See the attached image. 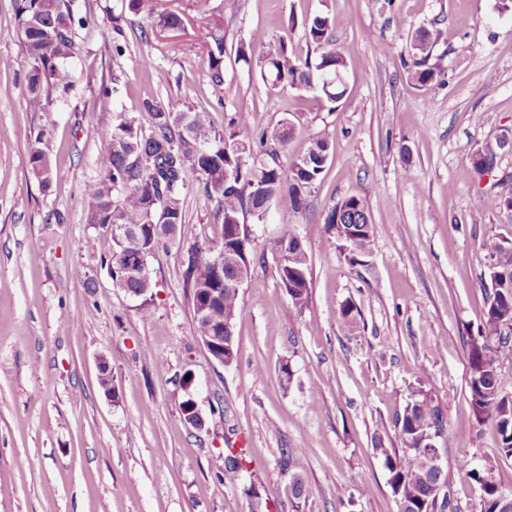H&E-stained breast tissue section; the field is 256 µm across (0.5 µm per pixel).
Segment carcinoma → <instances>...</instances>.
I'll use <instances>...</instances> for the list:
<instances>
[{
    "instance_id": "carcinoma-1",
    "label": "carcinoma",
    "mask_w": 512,
    "mask_h": 512,
    "mask_svg": "<svg viewBox=\"0 0 512 512\" xmlns=\"http://www.w3.org/2000/svg\"><path fill=\"white\" fill-rule=\"evenodd\" d=\"M15 13L24 36L27 70V104L42 112L49 104L53 89L69 83L63 61L75 52L74 16L69 0H15ZM181 17L172 12L151 17V25L160 29L179 28ZM330 20L315 16L306 29V38L316 45L315 63L288 56L281 42L262 55L261 75L274 86L310 89L333 82L321 89L330 102L341 100L347 92L346 78L336 79V71L346 72L347 61L332 40ZM200 55L206 61L213 83H224V28L217 24L201 32ZM440 33L420 31L413 43L410 65L411 80L430 89L438 84V71L428 64L431 45ZM144 109L151 118L145 132L135 121L116 116L112 123L100 127L105 146L104 175L88 183L84 190L88 201L87 224L94 233L87 236L85 247L94 249L98 237L105 233L103 224L118 229L112 237V252L102 260L113 284L132 296L142 295L140 313L152 311L146 301L152 282L148 269L132 268L131 258L148 259L160 247L176 239L186 223L185 201L189 178L194 176L204 195L216 203L222 224L229 218L243 219L251 214L262 218L271 201L284 203L283 223L302 211L311 188L321 179L325 165L319 155L332 151L325 138H316L303 155L276 161L278 151L285 150L289 132H273L255 145L244 135L248 116L236 113L228 126L214 128L204 110L166 111L147 101ZM32 172L45 185L52 174L50 157L38 148L31 151ZM324 224L341 249H349L351 262L369 251L374 235L367 207L356 196H349L333 206ZM249 255L252 239L244 234L230 242ZM226 233L215 240L196 241L187 250L185 286L191 291L196 335H218L224 319L240 312L239 288L235 270L218 259L224 258L228 244ZM481 249L489 259L488 277L496 280L490 304L477 335L468 343V388L475 420H492L497 431L496 451L512 457V397L503 394L500 365L512 360V246L494 238L483 241ZM280 287L292 303L303 308L309 300V265L294 263L292 268L277 270ZM394 429L398 448L377 446L388 472V483L398 499V512H456L447 499L438 500L437 489L448 486L443 472L428 467L415 451L426 437H445V420L433 396L419 388L412 391L403 411L396 415ZM304 452L293 448L282 453V465L291 471L290 494L297 501L309 495L301 460ZM484 492L481 512H498L504 494L492 475V469L472 470Z\"/></svg>"
}]
</instances>
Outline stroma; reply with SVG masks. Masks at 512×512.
Instances as JSON below:
<instances>
[{"label": "stroma", "instance_id": "1", "mask_svg": "<svg viewBox=\"0 0 512 512\" xmlns=\"http://www.w3.org/2000/svg\"><path fill=\"white\" fill-rule=\"evenodd\" d=\"M143 3L136 13L128 0H73L70 83L53 90L48 111L34 112L14 0H0V512H252L243 489L253 482L264 512H398L375 447H398L393 421L419 386L443 413L439 452L457 512L481 510L472 468L492 466L512 492V458L496 455L493 422L476 423L467 385L469 338L489 305L480 245L512 243V212L491 205L500 183L512 180V153H499L487 174L471 171L473 155L512 129V0ZM150 8L178 13L182 27L150 28ZM318 13L330 16L347 60L341 101L270 86L259 64L237 61L239 44L258 52L282 41L316 60L305 31ZM216 20L224 23L219 87L197 49L202 27ZM421 30L441 33L429 62L442 84L431 90L406 68ZM145 56L154 70L142 67ZM148 100L175 112L207 110L219 129L249 113L254 139L290 121L291 158L318 137L333 146L306 211L284 224L275 201L263 221L246 219L253 251L234 324L237 359L228 366L197 338L184 286L188 244L222 232L198 183L181 244L148 260L150 318L101 265L110 236L84 247L91 229L83 188L104 172L98 128L119 112L149 128ZM36 146L53 163L47 186L29 165ZM352 195L374 226L357 263L324 224ZM289 233L309 257L301 309L280 288L265 248ZM347 304L359 311L356 324L341 316ZM103 359L109 394L98 380ZM188 398L203 428L184 420ZM229 444L246 448V469L223 470ZM286 448L304 451L310 494L302 502L288 490ZM463 453L471 469L458 468Z\"/></svg>", "mask_w": 512, "mask_h": 512}]
</instances>
